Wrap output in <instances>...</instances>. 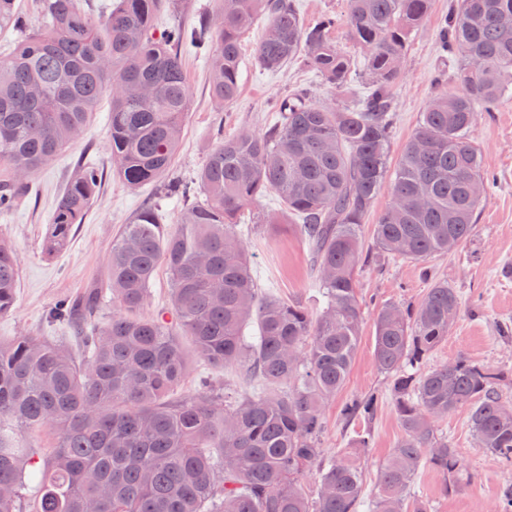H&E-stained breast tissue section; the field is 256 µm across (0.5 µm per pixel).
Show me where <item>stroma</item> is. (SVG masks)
I'll list each match as a JSON object with an SVG mask.
<instances>
[{
	"label": "stroma",
	"mask_w": 512,
	"mask_h": 512,
	"mask_svg": "<svg viewBox=\"0 0 512 512\" xmlns=\"http://www.w3.org/2000/svg\"><path fill=\"white\" fill-rule=\"evenodd\" d=\"M447 14L448 0H435L422 26L407 43L404 77L394 89L392 156L400 155L436 92L440 67L437 33ZM263 32L264 25L259 22L244 36L239 94L224 109H217L212 101L207 63L184 59L191 106L183 120V138L170 171L172 177L195 179L209 151L219 142L247 128L265 131L274 121L273 102L292 87H308L318 100L327 102L339 97L352 104L364 97L362 80H352L336 90L300 61L278 72L263 69L255 57ZM109 108V103H102L76 143L33 175L27 200L13 213L0 215V239L12 245L19 257L17 302L11 312L0 315V343L19 336L53 340L68 336L67 325L51 321L49 313L61 299L77 295L104 278L106 257L122 224L149 202L157 205L167 224L183 211L176 201L160 197L155 184L130 187L113 174L109 163ZM470 137L481 151L485 170L494 175L495 184L481 203L471 237L455 253L433 257L426 264L456 288L461 301L458 320L447 341L430 353L427 364L441 365L459 355L491 364L499 375V389L512 402V343L497 333L498 323L512 324V100L479 112ZM81 162L99 166L100 186L85 219L75 225L67 249L54 257L45 256L43 239L57 199ZM244 242L261 293L298 299L315 310L322 308L323 300L312 282L307 249L294 225H276L268 233L245 237ZM422 265L381 257L362 268L361 345L345 386L324 410L322 448L330 455L356 449L364 487L369 491L374 489L380 469L403 434L395 407L385 397L389 381L373 356L374 317L383 303L413 306L423 298L428 283L421 276ZM373 391L382 393L384 400L371 423L341 419L342 403ZM436 429L467 462L472 479L449 491L439 472L424 467L414 480L416 497L429 512H493L501 487L512 484V465L478 447L466 410L440 420ZM364 434L370 440L368 447L362 448L358 439Z\"/></svg>",
	"instance_id": "1"
}]
</instances>
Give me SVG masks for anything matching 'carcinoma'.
<instances>
[{
	"label": "carcinoma",
	"instance_id": "cac0c4a2",
	"mask_svg": "<svg viewBox=\"0 0 512 512\" xmlns=\"http://www.w3.org/2000/svg\"><path fill=\"white\" fill-rule=\"evenodd\" d=\"M434 0H348L345 14L310 27L293 0H217L192 28L155 33L162 9L188 0H115L94 20L80 0H41L48 25L27 29L16 0H0V25L19 38L0 60V213L26 197L31 174L74 143L110 100L109 151L116 175L136 187L159 183L185 208L176 226L144 207L125 225L106 260L115 307L98 322L102 289L58 302L50 318L81 325L75 340L20 336L0 345V512L20 509L25 471L40 470L29 512H428L413 496L421 467L450 486L467 465L434 423L465 407L478 447L512 463V404L494 369L465 356L421 370L448 340L460 312L448 280H430L415 307L383 304L374 318V359L389 377L403 435L364 498L349 452L319 448L323 407L336 397L360 348L363 312L358 272L369 260L361 229L387 178L391 200L374 225L383 255L425 261L455 251L472 234L491 179L469 132L479 106L489 110L512 87V0H457L438 32L458 62L457 91L432 98L395 169L389 148L393 89L404 76L408 37ZM267 19L256 48L272 71L302 60L340 89L353 59L336 46L343 26L364 56L367 94L358 106L313 100L295 88L277 101L279 119L244 131L208 153L195 186L166 182L178 151L189 89L187 54L211 67V96L224 106L239 92L241 36ZM101 180L84 164L61 195L43 250L64 251ZM277 196L294 220L315 268L321 311L264 296L251 273L242 233L274 220L252 216ZM170 275L169 314H142L159 265ZM18 257L0 240V314L17 301ZM254 323L258 335L246 336ZM194 361L235 370L253 384L239 391L203 383L173 401ZM380 398L349 400L341 417L372 421ZM55 436L44 450L42 432ZM319 474L315 494L302 479Z\"/></svg>",
	"mask_w": 512,
	"mask_h": 512
}]
</instances>
